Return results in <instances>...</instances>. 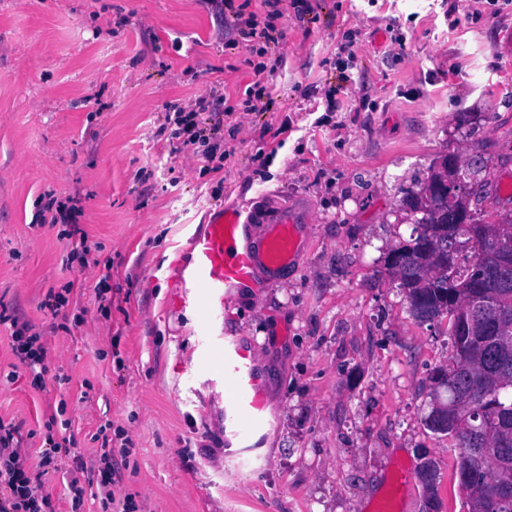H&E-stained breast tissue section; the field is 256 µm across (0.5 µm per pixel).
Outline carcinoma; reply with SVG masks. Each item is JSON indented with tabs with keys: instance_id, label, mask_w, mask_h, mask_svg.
<instances>
[{
	"instance_id": "cac0c4a2",
	"label": "carcinoma",
	"mask_w": 512,
	"mask_h": 512,
	"mask_svg": "<svg viewBox=\"0 0 512 512\" xmlns=\"http://www.w3.org/2000/svg\"><path fill=\"white\" fill-rule=\"evenodd\" d=\"M411 210L416 218V236L403 246L390 250L384 264L397 277L406 294L411 316L420 323L450 317L449 336L452 356L446 367L435 370L431 409L424 423L434 422V432L449 435L448 423L459 428L450 450L460 455L468 448L482 459L479 449H508L507 459L487 460L479 466L466 488L469 512H512V498L491 499L495 484H512V349L499 350L495 333L473 331L476 312L458 303L459 288L477 285L473 292L482 296L486 312L503 311L512 316V287L493 288L485 276L490 263L482 256L512 248V231L500 234L487 230L471 259L448 256L450 214L460 202L448 196H430L426 187L411 194Z\"/></svg>"
}]
</instances>
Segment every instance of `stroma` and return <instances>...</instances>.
I'll return each instance as SVG.
<instances>
[{"label": "stroma", "mask_w": 512, "mask_h": 512, "mask_svg": "<svg viewBox=\"0 0 512 512\" xmlns=\"http://www.w3.org/2000/svg\"><path fill=\"white\" fill-rule=\"evenodd\" d=\"M310 2L316 22L280 21L269 111L214 117L229 157L209 172L160 135L166 104L212 87L233 103L258 77L205 0H0V419L89 464L110 442L117 512H374L400 464V512H427L428 460L437 512H467L448 438L423 423L448 320H415L384 257L445 155L487 160L481 207L512 213V0ZM51 197L78 199L87 264L43 221ZM296 202L311 214L296 262L224 304L267 406L266 432L234 437L172 267L209 211L257 231ZM12 317L44 338L42 387L11 351Z\"/></svg>", "instance_id": "35a3bbf8"}]
</instances>
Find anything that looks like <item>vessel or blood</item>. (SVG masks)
<instances>
[{"label": "vessel or blood", "mask_w": 512, "mask_h": 512, "mask_svg": "<svg viewBox=\"0 0 512 512\" xmlns=\"http://www.w3.org/2000/svg\"><path fill=\"white\" fill-rule=\"evenodd\" d=\"M305 218L303 206L282 207L270 229L251 242L244 238L247 226L239 214L215 210L208 223L192 235L186 257L174 264L173 302L195 310L200 317L206 342L199 357L220 366L231 434L260 431L265 425L266 402L256 384L251 352L216 332L224 318L227 293L253 281L258 270L277 273L288 268L300 251V226Z\"/></svg>", "instance_id": "b4317fda"}]
</instances>
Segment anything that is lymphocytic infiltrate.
<instances>
[{
    "instance_id": "lymphocytic-infiltrate-1",
    "label": "lymphocytic infiltrate",
    "mask_w": 512,
    "mask_h": 512,
    "mask_svg": "<svg viewBox=\"0 0 512 512\" xmlns=\"http://www.w3.org/2000/svg\"><path fill=\"white\" fill-rule=\"evenodd\" d=\"M218 27L236 30L250 54L262 56L275 49L283 38L276 22L282 18L285 0H262L261 12L251 11L250 0H206ZM267 91L261 83L248 85L239 106L227 105L223 93L217 89L186 102L166 106L165 124L169 136L182 147L202 149L205 160L215 154L208 145L216 136L210 122L215 112L232 115L234 110L255 112ZM11 348L19 363L25 365L34 385H42L48 372L47 349L40 334L34 333L30 323L12 319ZM34 432H23L21 425L0 420V512H55L46 484L57 470L56 459L63 446L53 435H45L37 454H30L26 440L34 439ZM98 475L86 480L71 479L68 491L72 512H80L85 497L97 500L100 512H112L116 473L112 469V450L101 446L98 454Z\"/></svg>"
}]
</instances>
